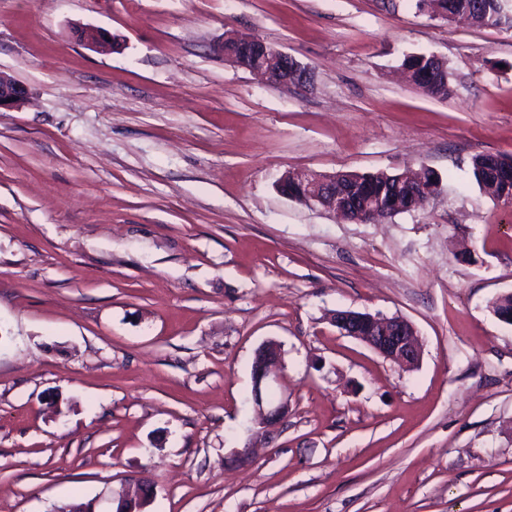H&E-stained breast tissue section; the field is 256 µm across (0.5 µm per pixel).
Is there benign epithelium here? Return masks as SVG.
Instances as JSON below:
<instances>
[{"mask_svg": "<svg viewBox=\"0 0 512 512\" xmlns=\"http://www.w3.org/2000/svg\"><path fill=\"white\" fill-rule=\"evenodd\" d=\"M229 39L258 44V51L251 55L239 56L226 51L224 56L263 82L299 91L310 84L309 70L274 45L233 31L224 36V40ZM85 40L108 51L116 46L114 37L96 29L86 30ZM27 96V89L22 84L0 73V110L20 106ZM297 176L296 188L291 190L288 187V175H283L278 181L279 193L307 207L322 208L360 223H375L394 216L392 210L375 204L364 208L351 206L344 198V194L336 190L334 179H327L308 170L298 172ZM332 322L341 333L366 343L386 360L410 366L419 359L420 346L415 329L402 317L340 310L334 314ZM283 369L281 346L273 340L262 342L254 353L251 392L262 428L277 423L288 413V399H278L272 393V387L280 378Z\"/></svg>", "mask_w": 512, "mask_h": 512, "instance_id": "7a95c632", "label": "benign epithelium"}]
</instances>
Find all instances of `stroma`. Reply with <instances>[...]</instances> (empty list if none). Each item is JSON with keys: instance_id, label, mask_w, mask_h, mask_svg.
<instances>
[{"instance_id": "stroma-1", "label": "stroma", "mask_w": 512, "mask_h": 512, "mask_svg": "<svg viewBox=\"0 0 512 512\" xmlns=\"http://www.w3.org/2000/svg\"><path fill=\"white\" fill-rule=\"evenodd\" d=\"M228 30L311 86L225 61ZM0 72L28 90L0 112V512H115L143 481L144 512H512V204L471 173L512 157V28L416 0H0ZM422 164L437 196L380 224L275 187ZM341 309L408 319L418 365ZM269 339L289 410L259 438ZM229 39L244 41L230 47L239 54L252 53L253 43L258 44V51L248 56H238L235 53L227 52L224 49V44ZM224 44L222 51L226 58L247 69L267 84L302 91L311 82V74L305 66L264 40L231 31L224 36Z\"/></svg>"}]
</instances>
